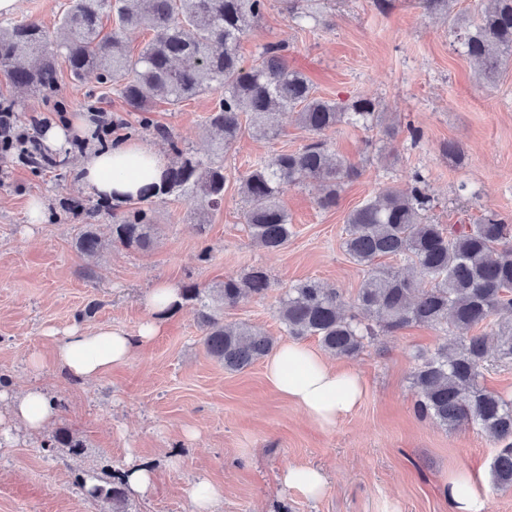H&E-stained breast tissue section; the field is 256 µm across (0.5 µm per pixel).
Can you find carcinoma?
<instances>
[{
    "label": "carcinoma",
    "mask_w": 512,
    "mask_h": 512,
    "mask_svg": "<svg viewBox=\"0 0 512 512\" xmlns=\"http://www.w3.org/2000/svg\"><path fill=\"white\" fill-rule=\"evenodd\" d=\"M286 2L293 20L315 17L302 0ZM457 2L419 0L425 11L448 19L454 41L480 78L493 84L512 62V0H479L474 21L455 10ZM266 9L267 0H71L52 33L35 20L0 25V74L9 83L54 90L55 56L63 50L73 76L96 72L101 83L118 84L121 97L139 112V124L169 142L174 159L162 185L141 189L143 205L112 214V244L153 247L156 200L182 197L196 203L201 215L218 208L224 200V154L246 132L263 139L278 137L281 120L290 114L317 136L347 120L368 128L380 126L385 136L393 137L395 128L385 123L374 101L357 99L341 105L317 95L305 75L288 69L280 44L265 45L251 67L243 66L238 44ZM104 15L115 16V27L103 36ZM132 28L153 32L136 56L123 46V35ZM213 88L224 89V96L206 117L219 138L205 157L179 148L172 134L149 117L158 101L177 106ZM359 175L319 139L260 161L242 177L240 186L249 237L262 249H283L292 235L280 201L286 189L318 180L324 189L319 206L331 209L344 181ZM412 180L407 190L386 188L347 217L345 251L365 271L354 305L363 317L342 312L337 292L312 279L291 285L280 297L276 313L288 335L315 336L340 358L356 357L378 336V327L397 330L417 323L440 330L445 342L415 356V411L449 428L467 424L494 441H509L493 458L490 477L497 489L511 491L512 399L480 383L488 345L486 335L476 328L497 318L496 354L502 361H512V227L492 213L478 224H433L427 215V179L417 170ZM74 246L95 259L105 244L95 225L83 224ZM380 257L409 260L431 287L418 292L409 279L376 263ZM270 288L269 275L259 266L215 288L193 282L180 288L181 301L198 307L205 350L224 370L242 372L273 351L276 338L265 331L224 322V308L263 298ZM43 448H67L78 457L86 444L60 428ZM79 485L109 512H125L124 475L114 473L111 480L89 488L83 480Z\"/></svg>",
    "instance_id": "1"
}]
</instances>
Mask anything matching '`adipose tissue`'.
Returning <instances> with one entry per match:
<instances>
[{
  "label": "adipose tissue",
  "mask_w": 512,
  "mask_h": 512,
  "mask_svg": "<svg viewBox=\"0 0 512 512\" xmlns=\"http://www.w3.org/2000/svg\"><path fill=\"white\" fill-rule=\"evenodd\" d=\"M167 160L153 147L126 139L89 153L79 166L80 181L101 198L122 202L137 198L142 186L160 183ZM179 290L162 282L147 295L151 313L136 333L101 327L69 329L54 353L56 366L68 378L90 382L127 361L135 345L151 341L161 321L176 309ZM271 386L299 406L319 426L328 428L361 402L366 384L356 371L331 365L320 353L297 343L281 345L266 365ZM57 406L47 390L29 387L18 394L0 384V433L21 429L38 433L56 418ZM488 489L479 476L459 468L448 473L446 495L450 512H482Z\"/></svg>",
  "instance_id": "adipose-tissue-1"
}]
</instances>
